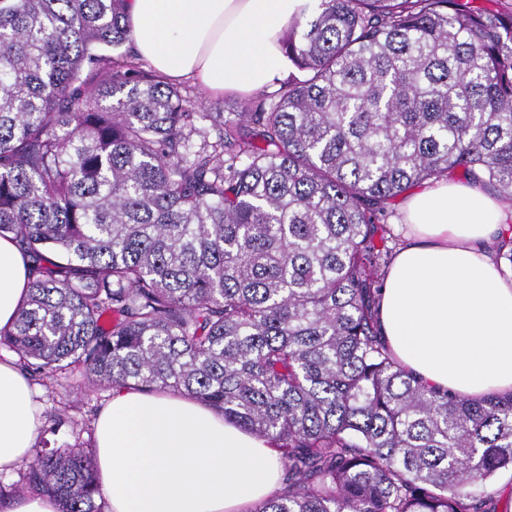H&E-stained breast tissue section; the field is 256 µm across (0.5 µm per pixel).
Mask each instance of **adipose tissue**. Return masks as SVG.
<instances>
[{"label":"adipose tissue","instance_id":"obj_1","mask_svg":"<svg viewBox=\"0 0 512 512\" xmlns=\"http://www.w3.org/2000/svg\"><path fill=\"white\" fill-rule=\"evenodd\" d=\"M316 0H127L139 56L208 95L269 85L287 63L284 29ZM402 243L379 295L397 364L470 400L512 393V277L497 266V198L445 180L410 196ZM28 265L0 237V329L26 295ZM42 409L15 357H0V473L29 462ZM95 471L108 512H245L280 489L271 443L194 399L116 388L94 422Z\"/></svg>","mask_w":512,"mask_h":512}]
</instances>
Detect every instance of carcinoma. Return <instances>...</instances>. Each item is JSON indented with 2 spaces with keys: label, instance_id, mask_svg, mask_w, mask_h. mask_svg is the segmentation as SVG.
Instances as JSON below:
<instances>
[{
  "label": "carcinoma",
  "instance_id": "1",
  "mask_svg": "<svg viewBox=\"0 0 512 512\" xmlns=\"http://www.w3.org/2000/svg\"><path fill=\"white\" fill-rule=\"evenodd\" d=\"M126 2L0 0V237L31 263L0 345L269 439L288 476L251 512H497L477 486L512 473V395L396 364L378 222L457 174L512 205V11L319 0L279 88L224 114L123 51ZM24 491L107 512L80 442L0 498Z\"/></svg>",
  "mask_w": 512,
  "mask_h": 512
}]
</instances>
